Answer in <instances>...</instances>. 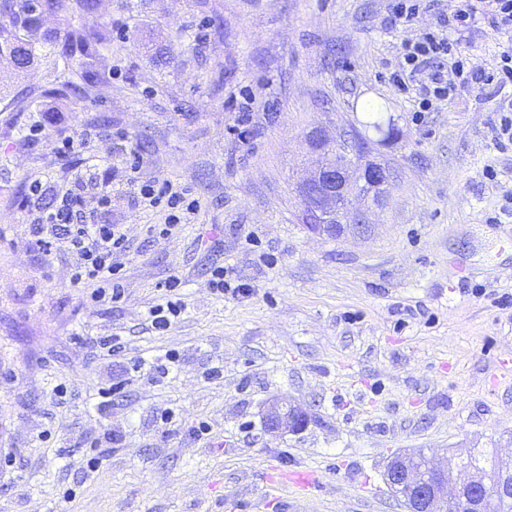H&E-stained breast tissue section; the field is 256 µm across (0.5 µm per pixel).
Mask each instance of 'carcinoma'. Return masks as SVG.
I'll return each instance as SVG.
<instances>
[{
  "label": "carcinoma",
  "mask_w": 512,
  "mask_h": 512,
  "mask_svg": "<svg viewBox=\"0 0 512 512\" xmlns=\"http://www.w3.org/2000/svg\"><path fill=\"white\" fill-rule=\"evenodd\" d=\"M98 0H0V57L13 64L18 75L31 76L39 57H54L64 68H53L42 94L56 98H85L96 81L87 65L99 47L112 43L107 29L97 19ZM54 16L57 28H43V19ZM386 107L370 104V120L362 123L387 136L393 123L385 120ZM457 472L488 474L491 481L507 492L492 499L489 512H512V466L506 467L496 452L485 448H467L459 453Z\"/></svg>",
  "instance_id": "1"
}]
</instances>
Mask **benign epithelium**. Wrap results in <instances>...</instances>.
Listing matches in <instances>:
<instances>
[{"label":"benign epithelium","instance_id":"1","mask_svg":"<svg viewBox=\"0 0 512 512\" xmlns=\"http://www.w3.org/2000/svg\"><path fill=\"white\" fill-rule=\"evenodd\" d=\"M348 137L351 151L358 150L359 141L354 132L336 133L331 137L322 126L308 132L306 140L312 154V166L300 178L296 192L302 201L301 219L318 225L320 236L344 238L348 235L365 237L372 233L370 215L374 207L383 203L391 181V165L369 152L363 167L352 172L336 160V142ZM306 414L286 397L272 400L265 410L266 432L276 436L285 430L296 431L303 426ZM448 468L429 457L416 467L405 460L392 462L386 471L388 486L406 493L412 502L409 512H431L434 504L442 501L460 503L465 512H481L484 498L493 487L476 483L471 494L448 482Z\"/></svg>","mask_w":512,"mask_h":512}]
</instances>
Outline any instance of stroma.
<instances>
[{"instance_id": "1", "label": "stroma", "mask_w": 512, "mask_h": 512, "mask_svg": "<svg viewBox=\"0 0 512 512\" xmlns=\"http://www.w3.org/2000/svg\"><path fill=\"white\" fill-rule=\"evenodd\" d=\"M390 0H101L112 36L85 99L0 100V512H407L385 483L414 448L512 456V149L490 135L504 96L465 87L418 113L390 74L432 9L391 22ZM506 38L481 23L461 50L490 67ZM387 107L376 154L395 178L374 232L331 239L300 224L305 135ZM45 133L29 139L33 124ZM97 139L61 154L75 127ZM117 172L107 222L123 225V302L85 304L76 253L24 244L48 192ZM169 179L202 201L157 238L163 213L128 182ZM237 295H214V267ZM184 309L150 311L170 279ZM119 337L115 356L96 336ZM174 352L167 377L153 364ZM221 376H211V368ZM69 387L61 402L57 384ZM122 384L98 411L101 388ZM288 397L306 425L267 435L266 404ZM206 423L208 431L192 429ZM113 435L96 470L83 444ZM310 467L307 494L272 488V468ZM72 490L64 500L63 490ZM179 286L178 279L173 278L165 284V290L168 292L165 303L157 304L152 308L151 314L153 317V324L159 329H166L171 325V317L177 318L182 311V302L180 299L172 300V297L177 295L174 293Z\"/></svg>"}]
</instances>
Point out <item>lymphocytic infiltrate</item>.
I'll use <instances>...</instances> for the list:
<instances>
[{
	"instance_id": "f902f5d3",
	"label": "lymphocytic infiltrate",
	"mask_w": 512,
	"mask_h": 512,
	"mask_svg": "<svg viewBox=\"0 0 512 512\" xmlns=\"http://www.w3.org/2000/svg\"><path fill=\"white\" fill-rule=\"evenodd\" d=\"M450 12L440 14L435 27L418 38L402 42L403 63L393 75L399 89L420 82L421 111L451 100L459 88L492 87L497 91L512 88V43L504 45L490 70L469 67L460 51L461 38L476 23L484 21L500 34H512V0H453ZM113 176L104 173L94 196L84 194L81 183L53 194L42 208L39 223L30 225L26 242L30 249L51 254L64 248L76 252L80 263L73 283L88 289L92 302L109 305L120 302L123 293L112 281L113 258L124 250L126 234L119 224H88L84 221L88 206L108 211L112 204ZM137 196L144 206L163 210L165 221L151 225L153 235L168 236L181 224L189 223L201 209L199 198L172 181L138 185Z\"/></svg>"
}]
</instances>
